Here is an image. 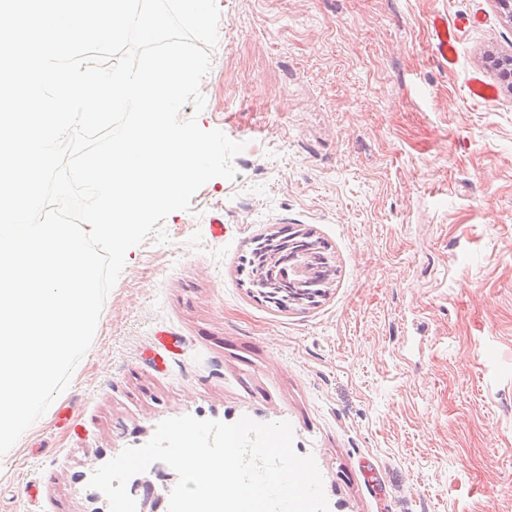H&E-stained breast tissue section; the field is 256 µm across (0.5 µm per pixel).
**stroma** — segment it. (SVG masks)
Here are the masks:
<instances>
[{
	"label": "stroma",
	"instance_id": "stroma-1",
	"mask_svg": "<svg viewBox=\"0 0 512 512\" xmlns=\"http://www.w3.org/2000/svg\"><path fill=\"white\" fill-rule=\"evenodd\" d=\"M216 3L205 108L179 117L244 143L237 175L127 252L68 384L0 459V512H109L93 471L182 415L289 422L329 512H512V88L491 64L512 19L496 0ZM473 12L448 66L431 21ZM289 227L331 259L318 304L267 302L243 268ZM165 332L181 345L158 369Z\"/></svg>",
	"mask_w": 512,
	"mask_h": 512
}]
</instances>
